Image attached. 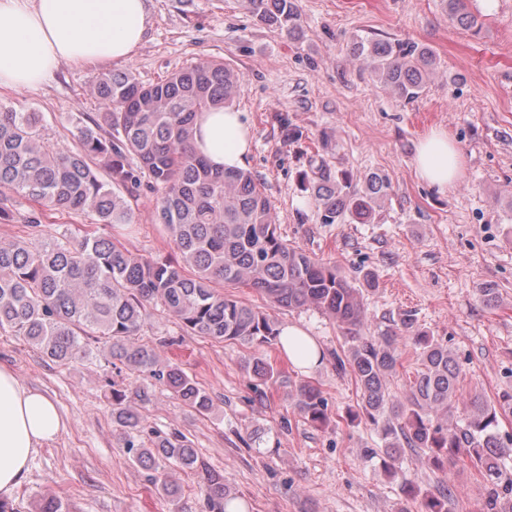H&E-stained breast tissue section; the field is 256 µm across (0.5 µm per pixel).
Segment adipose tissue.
<instances>
[{
	"mask_svg": "<svg viewBox=\"0 0 512 512\" xmlns=\"http://www.w3.org/2000/svg\"><path fill=\"white\" fill-rule=\"evenodd\" d=\"M151 25L150 0H0V88L44 84L65 64L118 63L130 58ZM193 147L219 169L243 168L252 149L243 113L216 108L195 121ZM417 177L445 194L455 188L463 153L447 130L418 141ZM282 351L296 366L319 364L322 350L302 327L281 331ZM67 428L55 401L0 365V498L27 476L39 448Z\"/></svg>",
	"mask_w": 512,
	"mask_h": 512,
	"instance_id": "adipose-tissue-1",
	"label": "adipose tissue"
}]
</instances>
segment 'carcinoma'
Segmentation results:
<instances>
[{"instance_id": "obj_1", "label": "carcinoma", "mask_w": 512, "mask_h": 512, "mask_svg": "<svg viewBox=\"0 0 512 512\" xmlns=\"http://www.w3.org/2000/svg\"><path fill=\"white\" fill-rule=\"evenodd\" d=\"M262 24L288 35L299 21L298 0H240ZM450 24L460 30L482 27L481 15L466 0H441ZM354 59L370 79L398 99H417L436 74L429 48L394 38L356 36ZM244 76L220 60L193 63L164 79L143 83L131 70L101 72L90 91L104 112L81 127L76 147L58 151L43 140L35 112L0 107V224L30 228L24 239H0V335L24 339L59 362L88 358V339L109 348L112 359L147 373L200 414L212 410L208 393L175 364L159 365L156 352L132 338L142 330L154 303L182 328L216 342L256 348L241 368L261 385L280 373L258 348L280 343L281 324L268 313L224 294L243 286L278 308H314L336 321L346 350L335 355L336 371L350 372L360 390L347 411L351 423L364 420L395 462L405 449L424 453L437 470L467 456L487 484L484 512H512V434L500 433V417L512 410V390L491 403L479 395L459 401L461 367L438 338L416 326L406 312L383 329L371 327L354 286L336 263L288 243L263 183L248 170H214L193 146L197 114L229 107ZM304 189L322 223L350 218L370 222L387 197L389 182L377 172L358 182L332 172L325 160H310ZM141 190L156 194L154 222L164 226L177 256L146 257L107 235L45 237L40 227L54 211L94 213L101 224H129L130 200ZM30 204L25 212L18 199ZM411 343L419 361L408 396L390 394L386 380L396 371L399 346ZM302 417L323 426L329 416L321 389L304 380L290 394ZM112 423L123 436L130 460L148 473L173 506L181 490L175 470L196 473L212 512H224L233 493L224 475L211 468L184 437L150 444L140 438L143 417L123 389L112 388ZM463 405L461 418L448 413ZM451 487L423 498L422 512H450Z\"/></svg>"}]
</instances>
